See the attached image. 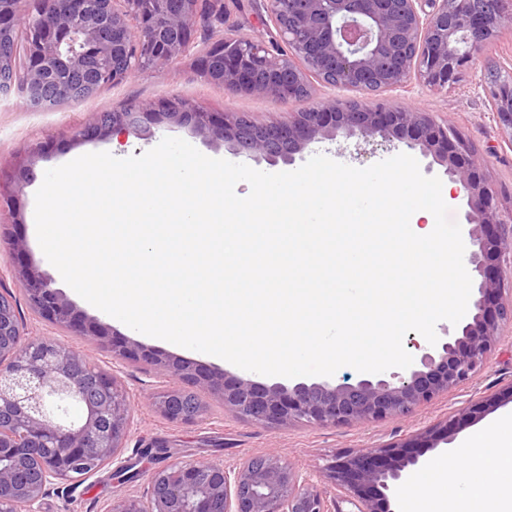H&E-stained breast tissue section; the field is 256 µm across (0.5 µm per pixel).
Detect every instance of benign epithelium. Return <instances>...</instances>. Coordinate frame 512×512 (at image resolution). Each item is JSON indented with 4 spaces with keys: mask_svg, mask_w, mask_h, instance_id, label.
<instances>
[{
    "mask_svg": "<svg viewBox=\"0 0 512 512\" xmlns=\"http://www.w3.org/2000/svg\"><path fill=\"white\" fill-rule=\"evenodd\" d=\"M9 0L0 8V33L28 28L30 50L21 82L34 108L77 103L61 88L44 90L47 75L88 57L112 58L108 84L115 85L149 66L167 64L189 49L194 29L210 21L203 0ZM279 41L267 45L227 35L211 48L203 67L213 81L235 94L290 100L309 92V78L366 94L363 105L321 101L284 123L258 125L225 113L193 110L179 99L156 112L128 108L104 112L76 129L87 139L119 131L138 136L152 124L186 125L213 141L272 162L291 164L313 143L347 137L397 141L444 168L455 191L466 199L468 263L477 293L458 333L400 371L355 382L263 384L204 372L139 345L116 341L99 322L81 314L29 266L17 270L29 306L52 323L112 355L156 366L178 385L153 397L168 419L194 422L207 415L194 394H216L224 406L255 425L303 421L321 426L359 424L405 417L447 393L484 365L512 325V298L502 295L498 260L512 253V212L503 215L498 192L483 173L485 160L473 154L448 127L428 112L389 107L375 95L413 80L430 89L455 81L488 41L493 28L512 25L508 0H485L481 11L458 0H265ZM489 98L512 143V97L489 87ZM80 351L51 336H33L14 307L0 303V512H41L57 484L76 475L90 477L119 457L130 432L131 406L115 376L90 369ZM452 442L448 429L431 426L401 444L353 451L330 463L317 477L303 475L274 455L232 468L202 460L163 468L148 476L145 498L112 502L106 512H391L419 453ZM335 491L328 500L325 487Z\"/></svg>",
    "mask_w": 512,
    "mask_h": 512,
    "instance_id": "obj_1",
    "label": "benign epithelium"
}]
</instances>
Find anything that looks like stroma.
Returning <instances> with one entry per match:
<instances>
[{"mask_svg": "<svg viewBox=\"0 0 512 512\" xmlns=\"http://www.w3.org/2000/svg\"><path fill=\"white\" fill-rule=\"evenodd\" d=\"M228 25L238 36L268 40L273 31L263 0H224ZM219 31L197 27L188 53L171 63L132 74L122 83L101 89L77 104H64L51 110L30 108L20 92L0 94V243L23 245L19 259L0 255V293L15 297L20 315L33 335L55 337L62 345L84 351L101 370L113 374L130 400L132 423L125 447L118 460L89 477L81 485H60L42 504V512H105L115 500L142 496L151 472L167 466L200 460H220L225 466L265 455H275L293 469L319 474L335 458L352 451L378 448L404 442L425 428L445 421L459 409L498 394L512 385V328L485 365L455 390L441 394L407 417H390L364 424L317 426L293 422L257 426L228 408L218 396L206 395L209 412L204 420L175 423L154 406V394L166 391L171 379L149 365L114 358L110 348L90 344L32 310L25 300V288L15 273L16 264L38 269L62 295L87 317L108 325L115 340L127 341L170 358L192 363L207 372L268 383V376L243 370L222 358L181 346L170 347L151 337L131 331L103 311L88 306L57 276V270L44 256L36 235L35 193L44 173L91 152L114 155H140L155 147L162 138L179 137L211 158L242 163L263 172L285 171V164H269L245 153H234L224 143L213 142L190 128L175 124L151 127L141 136L125 140L107 137L76 141L72 132L95 114L130 105L151 108L163 99L178 97L207 112H228L247 120L272 124L287 121L290 113L304 112L322 100L356 98L357 93L312 81L307 96L280 101L262 96L230 94L201 70L198 59L220 39ZM512 71V26L499 30L495 38L475 54L459 79L432 91L411 82L381 93L383 102L430 113L437 122L460 137L477 156L486 160L484 173L500 193L503 207L512 206V141L500 130L489 106L487 72L489 67ZM48 142V150L29 166L27 179H18L16 165L36 143ZM497 156H489V148ZM404 150L401 144L379 140L337 136L313 146L334 161L364 168L393 157Z\"/></svg>", "mask_w": 512, "mask_h": 512, "instance_id": "stroma-1", "label": "stroma"}]
</instances>
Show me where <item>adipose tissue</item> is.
Listing matches in <instances>:
<instances>
[{
    "label": "adipose tissue",
    "mask_w": 512,
    "mask_h": 512,
    "mask_svg": "<svg viewBox=\"0 0 512 512\" xmlns=\"http://www.w3.org/2000/svg\"><path fill=\"white\" fill-rule=\"evenodd\" d=\"M465 467L431 461L404 492L405 512H512V416L471 434L460 448Z\"/></svg>",
    "instance_id": "obj_1"
}]
</instances>
